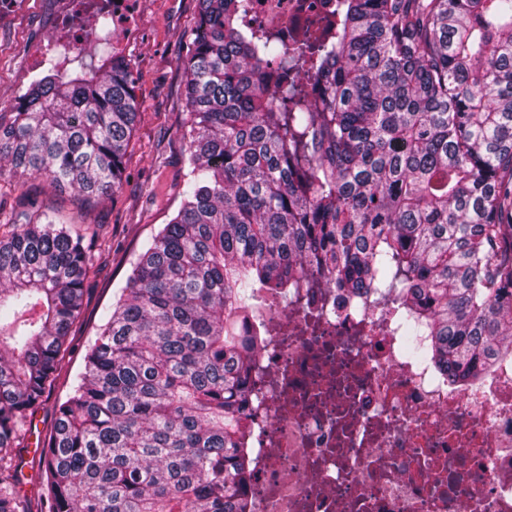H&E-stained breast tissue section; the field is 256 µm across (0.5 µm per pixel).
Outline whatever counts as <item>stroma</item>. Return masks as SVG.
<instances>
[{
  "instance_id": "35a3bbf8",
  "label": "stroma",
  "mask_w": 512,
  "mask_h": 512,
  "mask_svg": "<svg viewBox=\"0 0 512 512\" xmlns=\"http://www.w3.org/2000/svg\"><path fill=\"white\" fill-rule=\"evenodd\" d=\"M54 6L55 0H26L21 13L0 19L2 119H9L15 98L32 80L33 41L48 36ZM198 8V0H142L140 39L129 43L122 34L113 36V45L132 60L142 103L126 157L127 179L119 191L87 199L71 190L51 191L42 179L31 177L19 194L8 189L12 174L0 173V219L23 224L34 210H46L71 223L97 225L100 235L112 241L111 256L96 263L95 276L87 286L82 315L69 336L63 373L82 369L103 309L125 284L130 259L164 223L168 208L177 201L186 112L181 35L192 26ZM65 394L64 382H57L28 412L26 438L17 450L21 490L27 496H35L39 489L33 450L52 426L55 404Z\"/></svg>"
}]
</instances>
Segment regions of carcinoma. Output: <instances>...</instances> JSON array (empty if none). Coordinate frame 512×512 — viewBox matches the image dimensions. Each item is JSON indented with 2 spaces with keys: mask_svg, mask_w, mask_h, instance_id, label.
Returning <instances> with one entry per match:
<instances>
[{
  "mask_svg": "<svg viewBox=\"0 0 512 512\" xmlns=\"http://www.w3.org/2000/svg\"><path fill=\"white\" fill-rule=\"evenodd\" d=\"M253 7L199 0L181 36L180 203L66 379L34 509L13 448L59 378L92 250L112 244L45 211L3 224L0 512H246L263 292L391 305L409 354L450 383L502 358L512 0H336L328 30L293 45ZM41 68L0 124V161L88 198L120 188L141 109L131 61L88 39Z\"/></svg>",
  "mask_w": 512,
  "mask_h": 512,
  "instance_id": "cac0c4a2",
  "label": "carcinoma"
}]
</instances>
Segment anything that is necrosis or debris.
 <instances>
[{
    "instance_id": "4bbe7bcc",
    "label": "necrosis or debris",
    "mask_w": 512,
    "mask_h": 512,
    "mask_svg": "<svg viewBox=\"0 0 512 512\" xmlns=\"http://www.w3.org/2000/svg\"><path fill=\"white\" fill-rule=\"evenodd\" d=\"M141 0H62L41 58L108 19L140 37ZM335 0H256L270 29L303 32ZM250 413L251 512H512V352L475 383L410 357L384 306L358 318L313 288L267 299Z\"/></svg>"
}]
</instances>
